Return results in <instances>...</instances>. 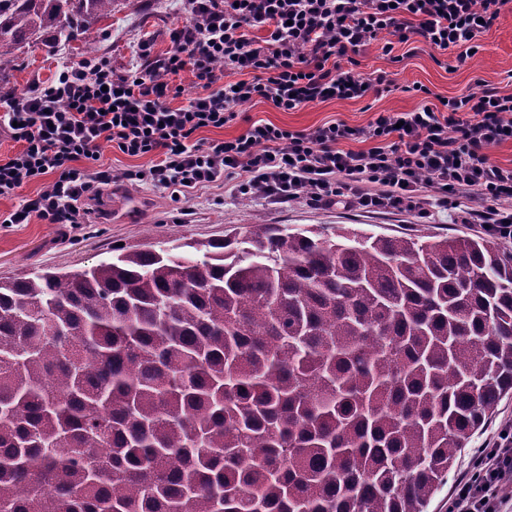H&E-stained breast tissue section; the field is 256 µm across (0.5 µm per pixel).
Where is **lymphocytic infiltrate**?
Listing matches in <instances>:
<instances>
[{"label":"lymphocytic infiltrate","instance_id":"f902f5d3","mask_svg":"<svg viewBox=\"0 0 512 512\" xmlns=\"http://www.w3.org/2000/svg\"><path fill=\"white\" fill-rule=\"evenodd\" d=\"M512 0H188L190 18L167 33L158 54L139 45V65L116 72L104 55L62 64L24 95L0 99V135L19 150L0 159V199L45 181L35 196L0 211V224H86L91 201L117 182L141 180L187 198L219 184L231 195L375 214L431 217L456 209L465 224L512 240V166L489 156L512 141V95L497 88L381 112L366 126L329 121L308 130L254 122L239 136L203 143L198 131L234 121L260 99L290 112L359 100L386 82L358 70L373 41L384 54L421 43L457 64ZM244 73L239 83L224 73ZM195 96L178 104L181 73ZM183 97V96H182ZM148 158L114 172L103 145ZM512 428L479 450L456 483L450 512H502L512 500Z\"/></svg>","mask_w":512,"mask_h":512}]
</instances>
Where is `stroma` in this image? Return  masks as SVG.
<instances>
[{
	"label": "stroma",
	"mask_w": 512,
	"mask_h": 512,
	"mask_svg": "<svg viewBox=\"0 0 512 512\" xmlns=\"http://www.w3.org/2000/svg\"><path fill=\"white\" fill-rule=\"evenodd\" d=\"M188 17L186 0H118L111 18L87 28L83 34L94 52L111 58L122 72L138 61V43L149 39L156 53L169 50L165 37L172 25ZM479 51L468 66L449 70L437 65L428 50L406 54L400 62L383 55L380 42L366 46L358 57L365 75H386L392 92L369 94L364 99L332 100L317 106L285 112L271 103L255 101L240 106L238 118L221 129L205 128L198 136L206 142L221 141L243 133L250 122L264 121L292 130H305L328 121L341 120L353 127L366 126L375 113L409 112L422 101L436 102L478 91L486 84L501 93H512V11L502 10L493 27L477 40ZM66 47L44 43L15 51L9 84L25 94L35 82L51 80L58 65L78 61ZM429 89V96L413 92V85ZM90 223L71 228L60 224H0V279L43 271L73 272L111 258L112 248L145 242L164 248L184 242H205L246 234L258 224H275L289 233L315 230L333 237L350 227L367 235H437L476 237L479 225L461 224L455 211L438 213L428 224L405 215H378L340 206L312 208L302 203L270 205L261 199L236 198L223 187L194 192L181 204L169 195L146 186L117 183L93 202ZM512 426V395L503 398L493 419L476 436L471 447L458 457L449 482L431 499L427 512H448L453 485L469 466L475 449L491 443L498 431Z\"/></svg>",
	"instance_id": "1"
}]
</instances>
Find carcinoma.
<instances>
[{"label":"carcinoma","instance_id":"cac0c4a2","mask_svg":"<svg viewBox=\"0 0 512 512\" xmlns=\"http://www.w3.org/2000/svg\"><path fill=\"white\" fill-rule=\"evenodd\" d=\"M117 2L0 0V73ZM511 392L492 237L121 248L0 280V512H426Z\"/></svg>","mask_w":512,"mask_h":512}]
</instances>
